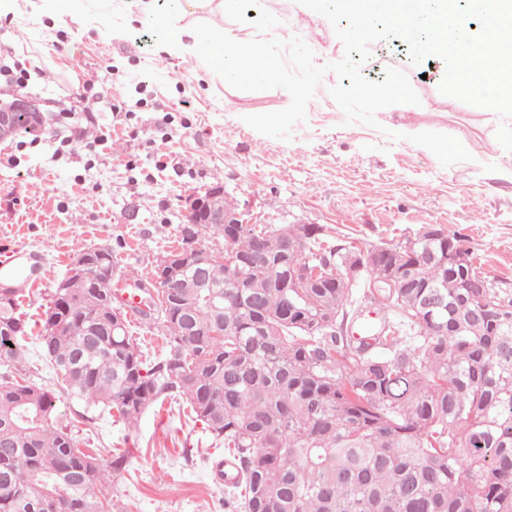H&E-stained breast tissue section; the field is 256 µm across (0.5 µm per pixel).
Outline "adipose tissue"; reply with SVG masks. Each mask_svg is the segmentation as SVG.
Wrapping results in <instances>:
<instances>
[{
	"mask_svg": "<svg viewBox=\"0 0 512 512\" xmlns=\"http://www.w3.org/2000/svg\"><path fill=\"white\" fill-rule=\"evenodd\" d=\"M208 0H178L176 16L156 17L157 25L169 33V50L178 55L189 70L204 67L216 77L244 81L276 79L279 64L263 42L240 40L232 31L213 33L208 26L186 25V17L195 15Z\"/></svg>",
	"mask_w": 512,
	"mask_h": 512,
	"instance_id": "adipose-tissue-1",
	"label": "adipose tissue"
}]
</instances>
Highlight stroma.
<instances>
[{
    "label": "stroma",
    "instance_id": "35a3bbf8",
    "mask_svg": "<svg viewBox=\"0 0 512 512\" xmlns=\"http://www.w3.org/2000/svg\"><path fill=\"white\" fill-rule=\"evenodd\" d=\"M264 6L280 20L272 37H301L319 64L343 58L325 17L296 0ZM44 7L11 0V21L0 25V65L26 69L27 94L49 101L54 116L36 143L0 146V259L42 255L32 295L18 307L25 358L0 363V378L55 389L38 337L77 248L107 246L118 274L151 275L177 245L187 199L216 184L248 220L320 224L333 239L361 245L397 244L439 224L465 239L481 271L512 280V152L496 139L502 119L442 95L439 79L424 76L428 64L405 66L419 104L381 109L375 128L346 124L328 92L337 77L327 73L286 141L244 121L286 108L279 90L241 91L184 72L142 0H124L117 18L105 0L54 20ZM149 33L150 49L140 43ZM424 131L456 137L471 161L442 165L411 142ZM56 421L103 464L126 453L105 491L125 512H227L225 488L212 479L224 447L181 400L157 401L130 425L62 394Z\"/></svg>",
    "mask_w": 512,
    "mask_h": 512
}]
</instances>
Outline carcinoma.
I'll use <instances>...</instances> for the list:
<instances>
[{
  "instance_id": "carcinoma-1",
  "label": "carcinoma",
  "mask_w": 512,
  "mask_h": 512,
  "mask_svg": "<svg viewBox=\"0 0 512 512\" xmlns=\"http://www.w3.org/2000/svg\"><path fill=\"white\" fill-rule=\"evenodd\" d=\"M316 232L307 245V230ZM221 261L197 274L176 251L156 261L160 329L148 364L110 288L73 276L55 289L38 336L67 396L132 424L164 397L224 442L230 512H512V288L470 264L462 239L394 247L385 263L320 224H204ZM364 266L346 287L344 262ZM331 277L310 288L300 271ZM383 312L353 336L362 298ZM17 289L0 299V356L19 362ZM68 322L54 331L57 320ZM55 397L0 381V512H124L99 497L109 472L55 423Z\"/></svg>"
}]
</instances>
